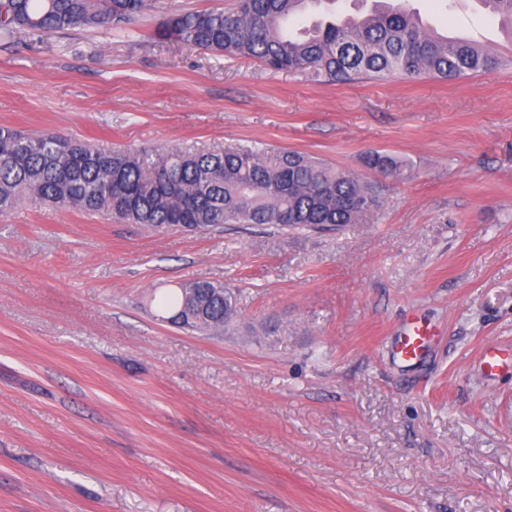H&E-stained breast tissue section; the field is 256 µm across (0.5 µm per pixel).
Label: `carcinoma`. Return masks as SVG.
I'll list each match as a JSON object with an SVG mask.
<instances>
[{
	"label": "carcinoma",
	"mask_w": 512,
	"mask_h": 512,
	"mask_svg": "<svg viewBox=\"0 0 512 512\" xmlns=\"http://www.w3.org/2000/svg\"><path fill=\"white\" fill-rule=\"evenodd\" d=\"M512 38V0H479ZM335 0H237L229 11H186L163 18L156 35L191 49L246 57L273 71L309 72L326 81L354 83L432 76L465 78L501 66L492 49L436 34L405 5H376L365 15L288 30L308 7ZM150 7L149 0H0V41L23 31L33 38L77 29L124 31ZM365 164L397 169L388 154ZM40 202L87 214L106 213L124 224L162 228L179 224L207 230L224 224L323 230L359 223L382 206L369 182L297 151L270 155L255 149L183 151L169 148L106 150L52 130L24 133L0 127V215ZM169 297L172 323L222 336L236 319L235 298L225 288L195 314L190 288Z\"/></svg>",
	"instance_id": "obj_1"
}]
</instances>
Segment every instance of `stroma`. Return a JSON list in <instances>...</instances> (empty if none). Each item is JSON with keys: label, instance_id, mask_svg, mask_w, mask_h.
<instances>
[{"label": "stroma", "instance_id": "35a3bbf8", "mask_svg": "<svg viewBox=\"0 0 512 512\" xmlns=\"http://www.w3.org/2000/svg\"><path fill=\"white\" fill-rule=\"evenodd\" d=\"M236 0H156L130 31L0 44V126L106 149L298 151L378 186L314 232L151 229L32 203L0 217V512H512V71L352 84L154 30ZM512 43L478 0H408ZM378 151L400 169L382 174ZM235 294L221 336L164 297ZM436 338L394 357L408 315Z\"/></svg>", "mask_w": 512, "mask_h": 512}]
</instances>
